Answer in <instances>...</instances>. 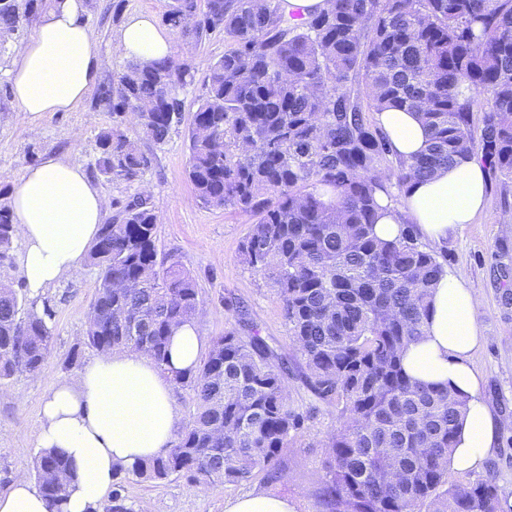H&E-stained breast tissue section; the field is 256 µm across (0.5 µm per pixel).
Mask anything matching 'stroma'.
I'll list each match as a JSON object with an SVG mask.
<instances>
[{"instance_id":"35a3bbf8","label":"stroma","mask_w":512,"mask_h":512,"mask_svg":"<svg viewBox=\"0 0 512 512\" xmlns=\"http://www.w3.org/2000/svg\"><path fill=\"white\" fill-rule=\"evenodd\" d=\"M171 0H85L84 19L99 45L98 66L101 86L116 83L126 60L115 48V35L125 15L152 13L165 20ZM33 23H22L0 47V207L25 170L43 157L55 155L81 165L107 195L110 214L137 193L152 196L158 215L157 245L174 255L196 279L202 300L196 319L203 341L237 327L236 316L227 304L240 306L246 320L260 336L289 362L288 394L293 406L308 413L303 430L296 436L286 456L284 478L267 483L263 477L235 486L198 494L187 478L172 477L156 482L123 481L122 494L131 507L151 501L154 512H224L225 499L250 492H265L290 498L296 512H323L320 492L326 480L325 443L336 428V412L320 401L304 384L300 357L288 336L281 303L270 281L244 266L239 247L247 236L252 219L234 208L203 207L187 179L189 158L187 124L173 128L159 146L143 143L150 166L133 180L101 175L95 161L96 136L101 127L120 125L134 132L131 118L120 117L97 100L91 89L82 103L70 112H49L40 120L39 135H31L12 100L9 72L13 66V46L28 39ZM224 32L215 30L198 42H190L186 60L194 80L180 91L185 115H192L206 92L208 67L224 54ZM96 114L97 123H86L87 114ZM489 208L475 223L451 233L439 249V260L448 267L467 271L469 286L481 294L483 303L477 320L486 342L471 363L482 375L481 395L490 408L512 419V304L503 293L512 290V182L489 179ZM98 269L85 265L78 279H65L45 290L40 304L54 312L51 352L36 375L18 374L0 384V494L8 490L16 472L32 473L38 453L36 435L39 408L50 387L57 381L73 379L96 355L83 342L90 304L97 286ZM493 473L503 501L512 500V428L502 432L496 448L483 469L450 472L453 481H476Z\"/></svg>"}]
</instances>
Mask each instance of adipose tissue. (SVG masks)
Returning <instances> with one entry per match:
<instances>
[{"mask_svg": "<svg viewBox=\"0 0 512 512\" xmlns=\"http://www.w3.org/2000/svg\"><path fill=\"white\" fill-rule=\"evenodd\" d=\"M84 0H55L40 17L31 38L14 46L12 97L29 125L41 113L74 110L99 81V47L85 20ZM128 60L148 66L173 57L169 32L149 13L131 14L117 39ZM377 120L392 152L412 160L427 146V133L414 113L390 110ZM382 213L374 231L397 238L404 225H417L422 241L440 248L450 231L473 223L489 205L486 172L474 158L459 160L433 178L413 181L401 203L379 194ZM109 202L86 172L49 156L29 167L9 208L22 249L21 278L31 298L66 278L79 277L99 235ZM480 297L467 286L465 272L445 269L431 292L424 333L403 352V367L414 380L469 395L458 443L448 458L451 470L480 469L507 420L491 411L480 394L481 374L471 355L485 341L477 321ZM202 341L194 323L177 327L165 368L144 353L117 350L98 354L77 378L56 383L46 396L37 445L56 448L72 461L67 512H95L107 498L115 467L165 456L180 423L174 377L192 370ZM0 512H48L26 474H16Z\"/></svg>", "mask_w": 512, "mask_h": 512, "instance_id": "obj_1", "label": "adipose tissue"}]
</instances>
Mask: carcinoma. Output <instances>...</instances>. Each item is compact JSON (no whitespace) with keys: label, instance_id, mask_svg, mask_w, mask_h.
<instances>
[{"label":"carcinoma","instance_id":"obj_1","mask_svg":"<svg viewBox=\"0 0 512 512\" xmlns=\"http://www.w3.org/2000/svg\"><path fill=\"white\" fill-rule=\"evenodd\" d=\"M302 18L282 0H172L182 37L224 30V56L188 128L187 177L197 200L253 218L242 264L271 281L302 379L336 409L328 436L327 512H502L495 477L448 481V456L468 397L411 379L401 352L423 334L430 288L444 270L437 252L405 225L394 240L373 234L377 194L428 179L475 157L512 179V0H324ZM44 0H0V32L34 20ZM192 78L181 57L128 62L100 98L137 115L136 137L97 134L96 167L127 180L151 163L181 122L179 91ZM417 112L427 146L396 159L370 115ZM482 113L475 121V113ZM150 194L133 197L101 226L89 259L99 268L84 343L132 348L158 367L173 329L202 301L183 264L158 252ZM15 224L0 208V260ZM48 306H26L0 288V381L38 372L52 342ZM288 366L258 333L215 337L197 366L176 378L195 411L163 457L116 468L145 482L185 476L195 485H237L263 473L282 479L284 454L308 416L288 398ZM62 452L40 449L34 478L49 512H64ZM94 512H131L120 490Z\"/></svg>","mask_w":512,"mask_h":512}]
</instances>
